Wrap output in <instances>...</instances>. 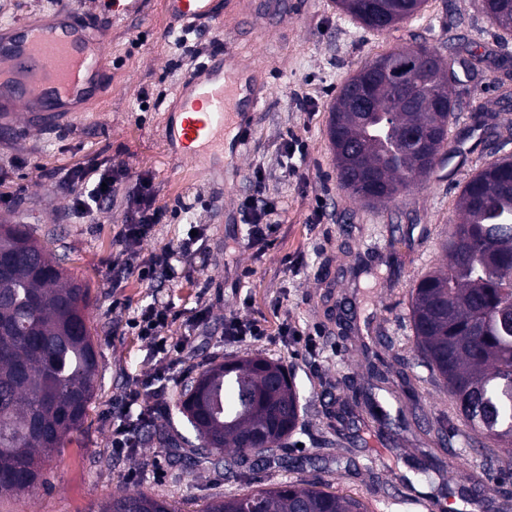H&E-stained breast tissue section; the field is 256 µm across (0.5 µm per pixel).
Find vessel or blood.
Returning a JSON list of instances; mask_svg holds the SVG:
<instances>
[{
  "label": "vessel or blood",
  "instance_id": "vessel-or-blood-1",
  "mask_svg": "<svg viewBox=\"0 0 512 512\" xmlns=\"http://www.w3.org/2000/svg\"><path fill=\"white\" fill-rule=\"evenodd\" d=\"M169 17L186 31L210 27L221 12L220 0H165ZM106 73L98 30L68 10L0 32V110L24 108L27 121L41 129L59 127L92 94ZM267 89L241 75L225 73L223 63L208 60L176 90L168 110L174 119L164 142L172 156L200 163L208 153L231 149L242 155L249 142L248 107ZM235 130L232 146L224 129Z\"/></svg>",
  "mask_w": 512,
  "mask_h": 512
}]
</instances>
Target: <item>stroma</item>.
<instances>
[{
    "label": "stroma",
    "mask_w": 512,
    "mask_h": 512,
    "mask_svg": "<svg viewBox=\"0 0 512 512\" xmlns=\"http://www.w3.org/2000/svg\"><path fill=\"white\" fill-rule=\"evenodd\" d=\"M86 15L93 0H0V25L22 23L61 9ZM107 75L90 103L65 125L44 131L16 118L0 132V223L29 225L54 255L65 257L71 274L91 289L88 324L99 351L97 396L85 423L51 465L48 486L0 500V512H98L119 486L159 494L183 512H199L216 494L244 493L282 481L319 482L339 494L364 499L370 512H397L396 502L416 503L417 512H497L512 496V468L492 469L474 502L465 469L476 462L465 427L447 392L425 368L399 369L412 359L415 336L409 294L415 281L433 270L440 243L458 220L456 200L472 172L490 159L482 138L487 114L512 126V107L498 101L512 92V31L499 29L483 0H425L420 12L381 32L363 28L335 0H288L270 11L265 0H242L213 29L184 35L174 29L164 0H139L135 12L100 28ZM227 38L238 52L232 64L265 84L268 95L250 114L246 152L224 163L220 180L206 179L188 160L166 157V106L185 77ZM415 43L454 57L459 44L493 52L506 67L490 66L465 85L463 103L449 138L464 156L449 161L422 184L386 205H365L341 190L336 161L326 136L329 107L340 88L379 55ZM309 97L311 113L295 105ZM305 136L302 170L316 176L306 189L288 174L278 148L289 132ZM129 170L123 192L136 177L152 179L162 224L141 247L142 258L176 244L187 225L206 228L204 255L178 268L175 288L156 289L130 277L113 288L110 267L124 255L115 234L123 208L114 205L72 223L71 197L59 185L68 171L90 159ZM279 203L273 245L258 249L247 241L239 211L252 191L254 169ZM171 302L174 334H184L196 312L210 310L206 331L183 364L155 357L149 345L125 332L130 310L152 298ZM313 333L315 352L304 341L269 336L228 343L224 320L262 318L277 327L281 314ZM261 354L281 360L294 373L302 412L288 441L287 466L259 469L240 480L223 470H191L149 436L126 457L112 455L106 415L136 379L155 375L145 404L155 407L156 424L174 414L178 382L199 372L206 360ZM392 377L400 389L388 405L391 431L380 428L375 407L379 378ZM349 400L351 415L335 416L336 403ZM451 439L443 453V475L419 481L417 470L431 448L424 430ZM137 478L126 481L127 473Z\"/></svg>",
    "instance_id": "1"
}]
</instances>
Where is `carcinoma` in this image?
Segmentation results:
<instances>
[{
  "instance_id": "cac0c4a2",
  "label": "carcinoma",
  "mask_w": 512,
  "mask_h": 512,
  "mask_svg": "<svg viewBox=\"0 0 512 512\" xmlns=\"http://www.w3.org/2000/svg\"><path fill=\"white\" fill-rule=\"evenodd\" d=\"M424 0H336L362 26L378 30L383 16L400 22ZM487 14L512 31V0H485ZM459 64L476 73L490 56L459 48ZM404 63L393 51L370 61L368 78L382 82ZM414 105L379 90L372 112L353 111L343 94L331 107L327 135L334 156L358 147L381 168L383 191L369 196L356 160L336 163L340 187L367 204H387L429 176L449 151L448 126L458 108L445 73L421 76L409 88ZM511 127L486 126L494 158L464 184L458 221L442 243L445 263L410 292L415 360L450 394L467 428V444L482 459L471 476L512 458V156L494 147ZM89 285L62 266L23 224H0V499L48 484L47 466L61 455L86 419L97 387L98 353L87 325ZM200 413L189 411L196 379L183 384L178 411L197 445L190 460L224 469L238 480L279 455L300 417V394L280 360L246 354L208 363ZM142 512H181L176 502L118 490L100 512L117 504ZM199 512H369L364 501L315 483L282 482L248 493L215 495Z\"/></svg>"
}]
</instances>
